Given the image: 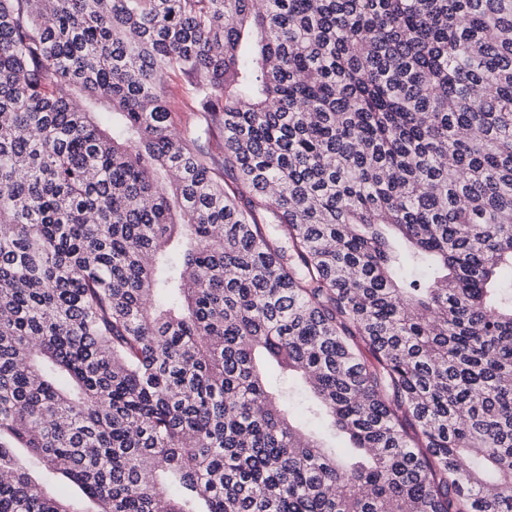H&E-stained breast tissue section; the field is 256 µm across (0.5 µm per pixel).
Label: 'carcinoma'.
I'll return each mask as SVG.
<instances>
[{"label": "carcinoma", "instance_id": "carcinoma-1", "mask_svg": "<svg viewBox=\"0 0 512 512\" xmlns=\"http://www.w3.org/2000/svg\"><path fill=\"white\" fill-rule=\"evenodd\" d=\"M0 512H512V0H0ZM165 100L171 122L177 132H183L199 116L198 108L189 100L186 83L182 76L171 75L164 82Z\"/></svg>", "mask_w": 512, "mask_h": 512}]
</instances>
